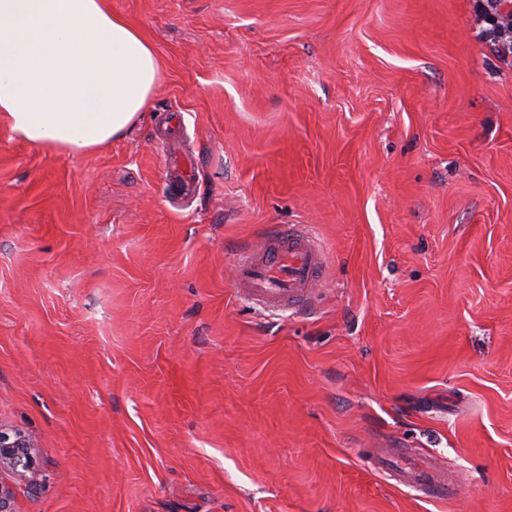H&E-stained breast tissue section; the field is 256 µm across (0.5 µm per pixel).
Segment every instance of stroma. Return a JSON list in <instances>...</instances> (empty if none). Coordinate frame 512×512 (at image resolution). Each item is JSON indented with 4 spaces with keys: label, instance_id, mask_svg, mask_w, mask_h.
Segmentation results:
<instances>
[{
    "label": "stroma",
    "instance_id": "obj_1",
    "mask_svg": "<svg viewBox=\"0 0 512 512\" xmlns=\"http://www.w3.org/2000/svg\"><path fill=\"white\" fill-rule=\"evenodd\" d=\"M471 3L111 0L161 63L136 125L70 153L0 123V423L39 458L17 512H512V60ZM294 224L329 267L271 316L233 269ZM401 456L394 461L399 483L417 491H426V498L448 502L457 497L459 484L447 469L435 464L431 458L408 459Z\"/></svg>",
    "mask_w": 512,
    "mask_h": 512
}]
</instances>
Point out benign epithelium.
I'll return each instance as SVG.
<instances>
[{"label":"benign epithelium","instance_id":"1","mask_svg":"<svg viewBox=\"0 0 512 512\" xmlns=\"http://www.w3.org/2000/svg\"><path fill=\"white\" fill-rule=\"evenodd\" d=\"M34 448L23 430L0 424V512H16V482L37 468Z\"/></svg>","mask_w":512,"mask_h":512}]
</instances>
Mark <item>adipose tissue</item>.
I'll use <instances>...</instances> for the list:
<instances>
[{"instance_id": "ef3b65f1", "label": "adipose tissue", "mask_w": 512, "mask_h": 512, "mask_svg": "<svg viewBox=\"0 0 512 512\" xmlns=\"http://www.w3.org/2000/svg\"><path fill=\"white\" fill-rule=\"evenodd\" d=\"M161 78L154 46L107 0H0V121L87 152L137 123Z\"/></svg>"}]
</instances>
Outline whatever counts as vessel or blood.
<instances>
[{
    "label": "vessel or blood",
    "instance_id": "vessel-or-blood-1",
    "mask_svg": "<svg viewBox=\"0 0 512 512\" xmlns=\"http://www.w3.org/2000/svg\"><path fill=\"white\" fill-rule=\"evenodd\" d=\"M325 254L304 227H271L264 242L241 252L235 267L236 291L261 309L277 312L301 309L321 282ZM399 483L425 492L427 498L446 502L457 497L459 484L447 469L424 457H399Z\"/></svg>",
    "mask_w": 512,
    "mask_h": 512
}]
</instances>
